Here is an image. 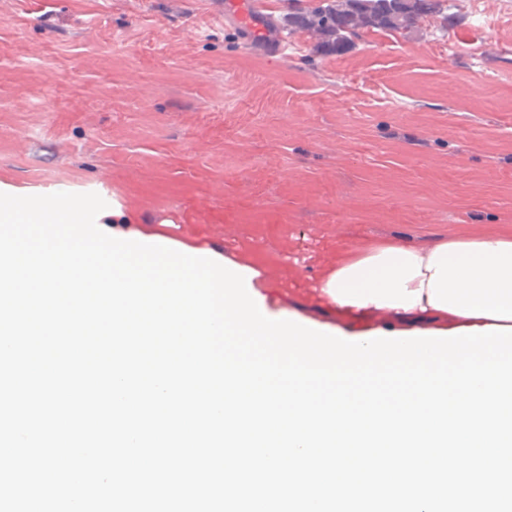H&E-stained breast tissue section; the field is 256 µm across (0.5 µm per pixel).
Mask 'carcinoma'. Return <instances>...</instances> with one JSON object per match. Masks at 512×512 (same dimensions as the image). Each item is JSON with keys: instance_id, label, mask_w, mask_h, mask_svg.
<instances>
[{"instance_id": "carcinoma-1", "label": "carcinoma", "mask_w": 512, "mask_h": 512, "mask_svg": "<svg viewBox=\"0 0 512 512\" xmlns=\"http://www.w3.org/2000/svg\"><path fill=\"white\" fill-rule=\"evenodd\" d=\"M440 0H341L304 12L296 9L288 16L295 21L288 33L309 30L327 38L332 52L349 46L346 37L360 38L369 29L409 32L421 19L440 13Z\"/></svg>"}]
</instances>
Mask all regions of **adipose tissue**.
I'll return each mask as SVG.
<instances>
[{
  "instance_id": "adipose-tissue-1",
  "label": "adipose tissue",
  "mask_w": 512,
  "mask_h": 512,
  "mask_svg": "<svg viewBox=\"0 0 512 512\" xmlns=\"http://www.w3.org/2000/svg\"><path fill=\"white\" fill-rule=\"evenodd\" d=\"M321 293L353 320L438 318L440 330L512 327V233L376 246L331 268Z\"/></svg>"
}]
</instances>
